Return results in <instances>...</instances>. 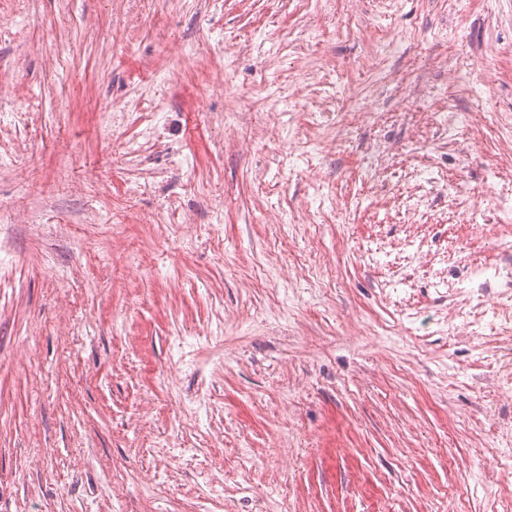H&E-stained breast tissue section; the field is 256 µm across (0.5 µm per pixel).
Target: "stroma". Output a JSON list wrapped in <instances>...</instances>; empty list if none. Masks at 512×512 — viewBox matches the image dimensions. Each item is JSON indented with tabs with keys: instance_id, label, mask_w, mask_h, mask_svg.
I'll list each match as a JSON object with an SVG mask.
<instances>
[{
	"instance_id": "35a3bbf8",
	"label": "stroma",
	"mask_w": 512,
	"mask_h": 512,
	"mask_svg": "<svg viewBox=\"0 0 512 512\" xmlns=\"http://www.w3.org/2000/svg\"><path fill=\"white\" fill-rule=\"evenodd\" d=\"M0 512H512V0H0Z\"/></svg>"
}]
</instances>
